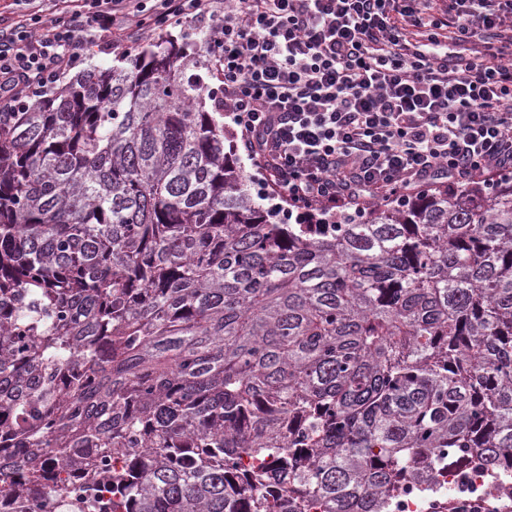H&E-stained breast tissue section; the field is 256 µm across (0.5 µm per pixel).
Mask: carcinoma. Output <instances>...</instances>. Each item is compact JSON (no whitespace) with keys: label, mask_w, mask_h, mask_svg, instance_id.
Instances as JSON below:
<instances>
[{"label":"carcinoma","mask_w":512,"mask_h":512,"mask_svg":"<svg viewBox=\"0 0 512 512\" xmlns=\"http://www.w3.org/2000/svg\"><path fill=\"white\" fill-rule=\"evenodd\" d=\"M512 476V179L285 224L224 144L219 41L0 112V498L390 512Z\"/></svg>","instance_id":"obj_1"}]
</instances>
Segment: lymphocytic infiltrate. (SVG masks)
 <instances>
[{
  "instance_id": "f902f5d3",
  "label": "lymphocytic infiltrate",
  "mask_w": 512,
  "mask_h": 512,
  "mask_svg": "<svg viewBox=\"0 0 512 512\" xmlns=\"http://www.w3.org/2000/svg\"><path fill=\"white\" fill-rule=\"evenodd\" d=\"M51 0L65 23L0 29V108L18 112L151 22H205L224 112L289 213L352 219L512 176V0Z\"/></svg>"
}]
</instances>
